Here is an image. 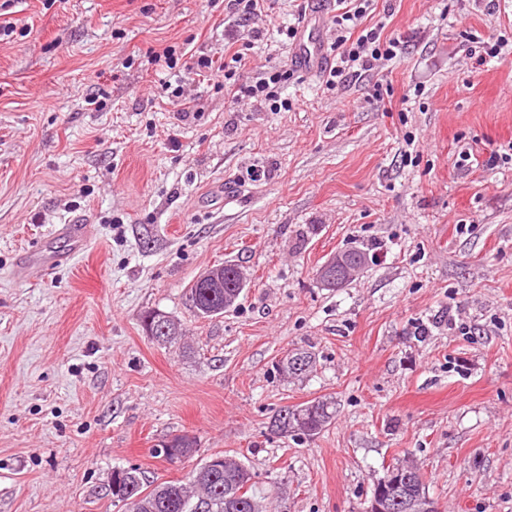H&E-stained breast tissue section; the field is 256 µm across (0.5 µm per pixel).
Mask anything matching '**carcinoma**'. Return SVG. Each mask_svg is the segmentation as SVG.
Instances as JSON below:
<instances>
[{
    "label": "carcinoma",
    "instance_id": "cac0c4a2",
    "mask_svg": "<svg viewBox=\"0 0 512 512\" xmlns=\"http://www.w3.org/2000/svg\"><path fill=\"white\" fill-rule=\"evenodd\" d=\"M245 286L241 271L233 263L224 267L223 287L191 284L188 297L195 316L212 319L204 310L219 307L224 303V293L239 294ZM302 357L310 358L312 353L300 350L289 354L282 361L280 370L290 376L302 375L305 370L296 368L297 360ZM335 415L333 401L314 399L293 409L288 418H276L274 423L280 432L297 429L310 436L321 431ZM196 448V439L185 434L171 438L170 444H162L156 453L172 461L192 456ZM213 459L215 456L212 455L199 464L186 483L149 481L136 468L114 471L112 498L127 506L126 512H267L262 498L252 490V476L244 463L230 456L222 457L216 464L212 463ZM397 477L401 479L397 495L416 502L423 512H438L435 501L426 492L419 468L410 461L395 462L374 487H389Z\"/></svg>",
    "mask_w": 512,
    "mask_h": 512
}]
</instances>
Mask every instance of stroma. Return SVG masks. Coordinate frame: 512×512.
Listing matches in <instances>:
<instances>
[{
  "label": "stroma",
  "instance_id": "35a3bbf8",
  "mask_svg": "<svg viewBox=\"0 0 512 512\" xmlns=\"http://www.w3.org/2000/svg\"><path fill=\"white\" fill-rule=\"evenodd\" d=\"M272 6L241 26L228 0L0 7V512H119L113 470L184 481L218 452L268 512H367L397 458L439 512H512V0H373L400 55L332 89L292 69L280 110L158 59L257 30L237 79L281 69L309 5ZM75 218L87 250L16 275ZM351 248L367 266L323 287ZM224 261L239 304L196 319L187 289ZM155 311L187 347L152 339ZM302 349L312 370L282 375ZM321 397L319 434L272 431ZM181 434L193 457L156 455Z\"/></svg>",
  "mask_w": 512,
  "mask_h": 512
}]
</instances>
